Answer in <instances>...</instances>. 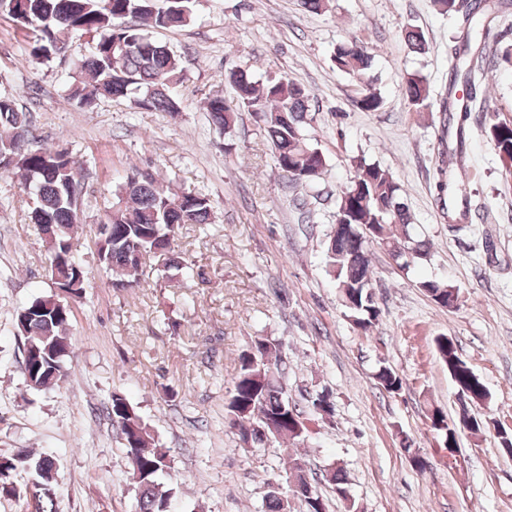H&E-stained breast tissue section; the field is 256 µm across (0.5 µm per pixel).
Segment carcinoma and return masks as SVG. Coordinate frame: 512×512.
I'll return each mask as SVG.
<instances>
[{
  "label": "carcinoma",
  "mask_w": 512,
  "mask_h": 512,
  "mask_svg": "<svg viewBox=\"0 0 512 512\" xmlns=\"http://www.w3.org/2000/svg\"><path fill=\"white\" fill-rule=\"evenodd\" d=\"M437 9L448 15L463 14L465 27L455 48V63L450 85L459 78L475 88L471 73L478 63L467 56L484 52V31L492 22L488 0H434ZM195 0H0V13L9 15L30 37V55L49 61L63 52L67 38L79 35L92 38L89 55L77 66L69 88L70 98L80 107H91L101 98L124 97L140 93L137 107L176 114L180 102L173 89L183 80L180 56L169 46L152 39L144 26L179 28L190 20ZM336 70L353 75L369 86L372 54L361 41L353 38L336 46L333 58ZM224 80L233 87L239 105L247 108L265 125L274 150L277 168L291 181L308 186L317 184L326 169L323 154L301 132L308 111L309 92L292 82L271 80L257 83L245 71L231 70ZM430 91L419 77L406 84V98L418 107L425 105ZM448 101V121H457L454 152L461 155L465 147V123L474 111L471 102ZM205 111L220 131L231 128L234 111L224 97L213 96ZM33 117L18 107L16 101L0 95V172H18L24 187L34 195L29 220L41 226L49 245L50 280L53 286L82 296L86 273L76 257L75 232L80 218V185L72 161L65 151L51 147L32 148ZM488 136L500 162L512 175V124L492 121ZM130 177L115 186L112 205L101 223L106 234L99 238V265L112 276V287L134 288L139 285L138 272L156 251L174 252L172 241L186 224H209L213 205L201 193H189L170 185L158 184L154 174L132 171ZM402 188L386 168L359 161L351 184L340 194L337 216L346 222L348 231L329 238L325 250L326 272L337 284L341 305L347 317L367 330L378 321L379 309L370 282L373 279L372 243L388 251L404 248L410 262L428 257L427 243L411 233L412 218L401 202ZM439 306L448 301L453 287L438 281L420 283ZM71 309L68 300L57 293L39 296L21 306L15 314V335L29 352L23 360L26 386L33 391L53 389L67 378L72 368L74 343L69 330ZM439 356L448 365V373L459 392L472 403L488 397L479 377L462 359L453 340L436 339ZM279 345L257 339L238 356V373L227 403L230 424L239 432L245 445L263 444L273 438L294 442L305 440L308 428L302 412L285 395L279 371ZM377 378L382 388L396 393L402 379L390 368H380ZM107 418L120 431L123 446L131 463L138 496L139 512H168L173 487L163 480L169 468V449L159 448L149 426L138 410L119 394H112L105 406ZM431 426L441 433L449 448L458 446L460 434L468 422L483 430L485 422L462 408L458 420L450 421L439 409L430 417ZM297 498L306 512H326L325 503L311 483L306 468L292 463ZM56 460L29 448H16L9 455L0 454V497L18 498L12 475L22 471L38 484L32 497L35 512H54L53 482Z\"/></svg>",
  "instance_id": "cac0c4a2"
}]
</instances>
